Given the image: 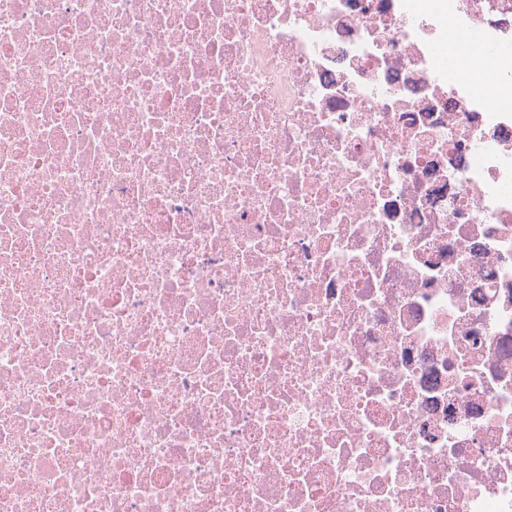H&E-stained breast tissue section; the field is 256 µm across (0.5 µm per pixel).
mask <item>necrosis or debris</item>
Returning a JSON list of instances; mask_svg holds the SVG:
<instances>
[{"label": "necrosis or debris", "mask_w": 512, "mask_h": 512, "mask_svg": "<svg viewBox=\"0 0 512 512\" xmlns=\"http://www.w3.org/2000/svg\"><path fill=\"white\" fill-rule=\"evenodd\" d=\"M505 41L481 0H0V512H512ZM479 87L482 90V92L485 93L489 97V100L494 104H499L503 101H506V100H509L512 98L511 88L508 89L506 87H503V86L497 84L492 79L490 70L487 67L482 69L481 84H479V86H478L477 80L475 81V84H474V93L479 97L485 98L482 95V92L480 91ZM487 102H488V100H487ZM488 103L490 104L491 107L500 106V105H493L490 102H488Z\"/></svg>", "instance_id": "4bbe7bcc"}]
</instances>
